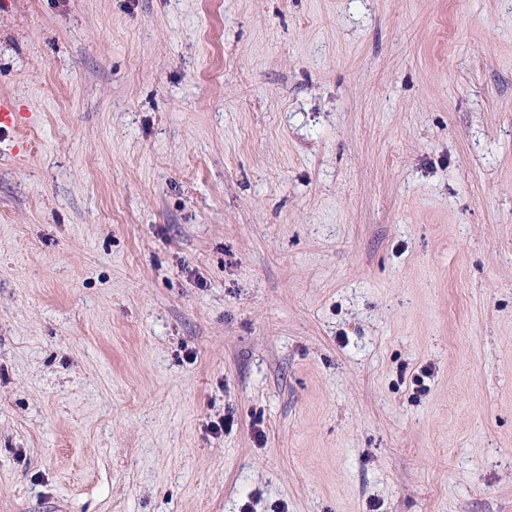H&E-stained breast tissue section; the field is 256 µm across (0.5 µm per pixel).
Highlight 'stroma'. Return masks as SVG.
Masks as SVG:
<instances>
[{
    "label": "stroma",
    "mask_w": 512,
    "mask_h": 512,
    "mask_svg": "<svg viewBox=\"0 0 512 512\" xmlns=\"http://www.w3.org/2000/svg\"><path fill=\"white\" fill-rule=\"evenodd\" d=\"M0 105V512H512V0H0Z\"/></svg>",
    "instance_id": "obj_1"
}]
</instances>
